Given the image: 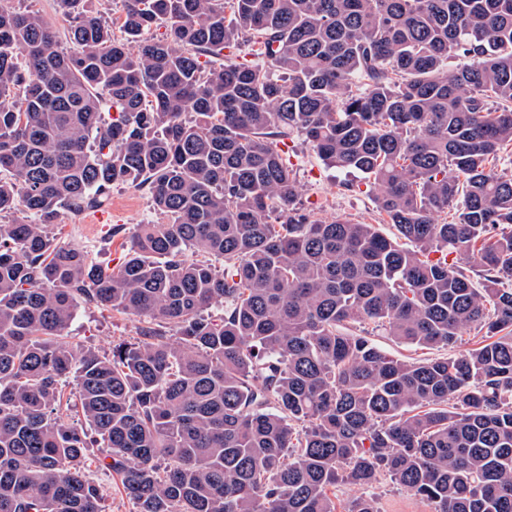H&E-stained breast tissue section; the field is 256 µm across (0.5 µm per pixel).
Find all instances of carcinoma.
Listing matches in <instances>:
<instances>
[{
    "instance_id": "cac0c4a2",
    "label": "carcinoma",
    "mask_w": 512,
    "mask_h": 512,
    "mask_svg": "<svg viewBox=\"0 0 512 512\" xmlns=\"http://www.w3.org/2000/svg\"><path fill=\"white\" fill-rule=\"evenodd\" d=\"M61 2L69 51L0 0V512H103L90 447L136 512H377L334 490L384 476L434 512H512V0H122V40ZM294 132L373 180L393 236L294 205ZM116 184L169 223L114 272L54 227ZM80 303L144 325L71 346ZM365 322L482 342L401 360Z\"/></svg>"
}]
</instances>
